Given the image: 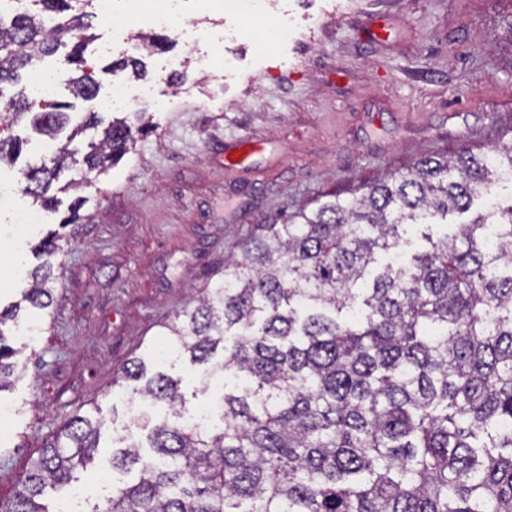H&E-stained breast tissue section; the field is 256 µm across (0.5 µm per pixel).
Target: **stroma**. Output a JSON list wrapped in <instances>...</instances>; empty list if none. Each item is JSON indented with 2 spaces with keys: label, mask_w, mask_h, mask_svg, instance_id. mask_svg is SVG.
I'll list each match as a JSON object with an SVG mask.
<instances>
[{
  "label": "stroma",
  "mask_w": 512,
  "mask_h": 512,
  "mask_svg": "<svg viewBox=\"0 0 512 512\" xmlns=\"http://www.w3.org/2000/svg\"><path fill=\"white\" fill-rule=\"evenodd\" d=\"M185 21L163 31V49L113 46L100 18L85 57L95 98L73 99L76 71L63 56L46 59L58 74L53 94L74 101L71 125L101 112L114 82H131L117 62L141 58L149 101L129 103L151 129L107 174L70 163L61 183L78 182L64 202L86 197L78 223L64 231L52 284L54 304L38 339L6 325L24 348L9 390L0 393V503L10 500L29 462L72 418L98 410L103 423L96 466L113 485L132 479L113 470V439L144 440L140 409L161 422V404L112 391L122 365L165 343L164 323L216 279L258 224L314 207L325 193L347 195L429 156L480 153L512 135V0H278L265 15L238 0H186ZM293 26L287 42L262 50L247 33L265 21ZM239 37H224L227 28ZM183 80L169 82V59ZM14 134L27 146L0 161V303L21 297L19 257L60 217L17 236L15 213L32 208L23 172L45 163L28 122ZM259 149L226 169L231 144Z\"/></svg>",
  "instance_id": "obj_1"
}]
</instances>
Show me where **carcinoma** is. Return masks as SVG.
I'll return each mask as SVG.
<instances>
[{
  "label": "carcinoma",
  "instance_id": "1",
  "mask_svg": "<svg viewBox=\"0 0 512 512\" xmlns=\"http://www.w3.org/2000/svg\"><path fill=\"white\" fill-rule=\"evenodd\" d=\"M35 12L0 19V96L22 72L65 50L79 75L73 96L91 99L89 36L61 41L44 15L76 10L75 0H36ZM0 114V160L18 155L13 125L55 139L68 123L64 103L22 94ZM51 164L23 173L25 192L47 211L69 162L81 156L100 176L127 154L135 127L113 118L97 143L76 141ZM512 189V139L481 154L425 157L411 169L349 197L326 195L282 223L260 224L224 262L202 297L164 325L166 350L215 369L224 385L223 426L198 431L161 422L146 443L121 437L112 467L137 471L112 491L105 512H512V203L494 205L451 235L423 237L406 257L409 227L466 213L480 190ZM58 233L25 272L22 301L0 309V392L20 350L1 326L25 308L54 303L49 283ZM132 395L163 401L176 417L186 397L145 358L112 379ZM101 421L76 416L30 463L0 512H48L46 487L68 484L94 463Z\"/></svg>",
  "mask_w": 512,
  "mask_h": 512
}]
</instances>
